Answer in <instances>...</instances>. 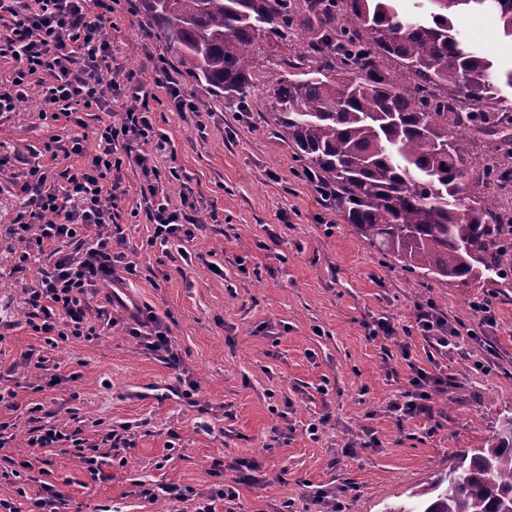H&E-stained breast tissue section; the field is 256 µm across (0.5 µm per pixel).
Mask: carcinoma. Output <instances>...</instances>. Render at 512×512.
I'll return each mask as SVG.
<instances>
[{"mask_svg":"<svg viewBox=\"0 0 512 512\" xmlns=\"http://www.w3.org/2000/svg\"><path fill=\"white\" fill-rule=\"evenodd\" d=\"M398 0H141L144 21L209 89L247 103L274 54L259 39L307 49L280 56L271 119L369 245L448 282L492 274L512 288V183L502 148L474 155L481 133L512 144L492 63L458 40L451 16L474 7L512 39V0H429L423 21ZM15 244L0 223V281ZM436 495L384 512H512V408L496 437L432 485Z\"/></svg>","mask_w":512,"mask_h":512,"instance_id":"carcinoma-1","label":"carcinoma"}]
</instances>
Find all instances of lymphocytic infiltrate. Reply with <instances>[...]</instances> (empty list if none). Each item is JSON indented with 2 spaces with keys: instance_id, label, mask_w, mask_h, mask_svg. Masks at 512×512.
<instances>
[{
  "instance_id": "1",
  "label": "lymphocytic infiltrate",
  "mask_w": 512,
  "mask_h": 512,
  "mask_svg": "<svg viewBox=\"0 0 512 512\" xmlns=\"http://www.w3.org/2000/svg\"><path fill=\"white\" fill-rule=\"evenodd\" d=\"M120 0H0V58L14 64L12 77L0 83V118L15 112L19 102L38 94L52 120L83 126L85 112H108L120 106L119 120L96 132L95 148L85 137H71L66 146L44 142L42 147L0 151V176L7 177L15 200L11 232L21 257L37 267L35 277L21 288L23 317L52 347L69 337H90L111 330L116 321L110 305L116 267L124 259L125 237L112 218L122 196L125 166L139 171V195L154 226V240L192 241L202 230L195 213L197 199L182 186L179 203L159 189V154L170 139L157 128L148 84L165 88L171 106L194 112L196 102L181 90L167 69L134 72L116 63L111 19ZM77 156V169L57 170L59 156ZM104 305L92 306L97 294ZM128 333L143 348L175 365L179 357L167 326L141 308L130 310ZM416 327L431 346L457 348L460 330L433 303L418 306ZM84 438L81 427L52 421L32 427L31 448H73L80 465L97 464L99 448L110 446Z\"/></svg>"
}]
</instances>
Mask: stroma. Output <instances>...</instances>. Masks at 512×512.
<instances>
[{
    "label": "stroma",
    "mask_w": 512,
    "mask_h": 512,
    "mask_svg": "<svg viewBox=\"0 0 512 512\" xmlns=\"http://www.w3.org/2000/svg\"><path fill=\"white\" fill-rule=\"evenodd\" d=\"M114 22L118 62L134 71L166 67L199 104L177 112L164 89L155 91L156 125L172 145L160 160L164 193L178 200L187 179L198 216L215 209L221 221L192 242L154 244V226L139 211L138 173L125 170L118 222L135 270L125 277L124 305L112 308L116 326L59 348L20 317L0 333V383L18 388L17 410H0V421L16 426L15 447L0 449V500L30 512L51 484L67 512H170L166 497L146 499L143 488L175 484L204 497L228 484L238 496L216 502V512H318L322 489L335 492L343 512H383L430 491L464 450L484 446L512 407V290L488 277H422L370 246L304 178L275 129L272 73L256 74L243 104L209 91L146 36L140 0H121ZM454 24L496 73L512 69V45L493 17L475 12ZM39 113L20 102L0 119V143L23 150L74 135L71 124ZM478 297L492 301L496 325H481L471 308ZM429 301L475 337L448 352L432 348L415 322L417 305ZM129 303L169 328L178 366L127 335ZM383 315L404 332L409 355L370 338ZM30 352L55 366L60 385L33 390L35 370L23 363ZM413 362L446 385L433 392L429 413L402 419L392 405L409 388ZM164 383L179 389L175 401L144 395ZM38 403L59 421L79 417L90 440L113 432L132 445L103 449L96 477L70 449L27 447L29 409ZM14 458L31 463L23 498ZM241 459L254 463L253 481L241 480Z\"/></svg>",
    "instance_id": "35a3bbf8"
}]
</instances>
